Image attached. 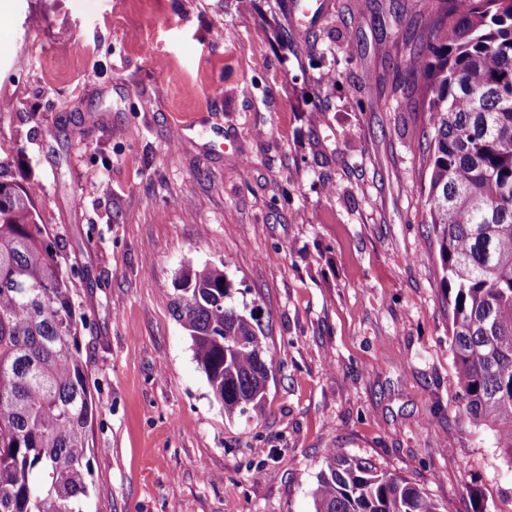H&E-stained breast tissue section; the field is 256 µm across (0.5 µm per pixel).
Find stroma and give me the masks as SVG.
<instances>
[{"instance_id":"obj_1","label":"stroma","mask_w":512,"mask_h":512,"mask_svg":"<svg viewBox=\"0 0 512 512\" xmlns=\"http://www.w3.org/2000/svg\"><path fill=\"white\" fill-rule=\"evenodd\" d=\"M426 0H0V171L36 183L101 409L88 512H314L333 449L512 512L429 232ZM290 39H283V32ZM223 265L273 358L226 414L171 311Z\"/></svg>"}]
</instances>
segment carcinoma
Masks as SVG:
<instances>
[{"label":"carcinoma","mask_w":512,"mask_h":512,"mask_svg":"<svg viewBox=\"0 0 512 512\" xmlns=\"http://www.w3.org/2000/svg\"><path fill=\"white\" fill-rule=\"evenodd\" d=\"M401 69L423 81L429 224L452 307L464 414L512 458V0H432ZM0 171V512H86L100 403L81 360L74 288L35 207ZM172 315L228 415L262 408L266 336L224 267L187 269ZM315 512H443L405 477L335 449Z\"/></svg>","instance_id":"cac0c4a2"}]
</instances>
